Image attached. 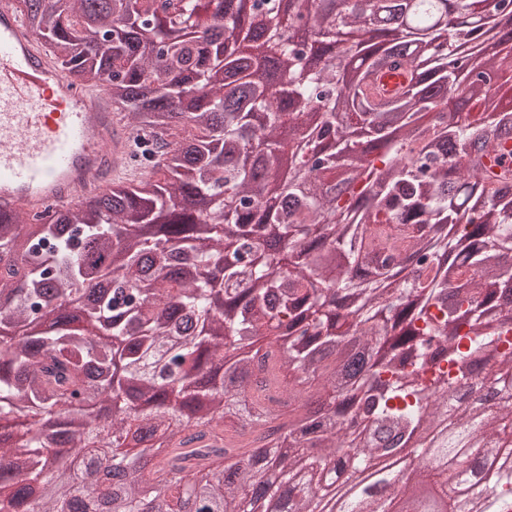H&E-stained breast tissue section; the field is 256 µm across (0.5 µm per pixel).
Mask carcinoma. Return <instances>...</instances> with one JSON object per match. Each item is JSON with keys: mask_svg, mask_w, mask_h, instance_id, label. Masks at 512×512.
Here are the masks:
<instances>
[{"mask_svg": "<svg viewBox=\"0 0 512 512\" xmlns=\"http://www.w3.org/2000/svg\"><path fill=\"white\" fill-rule=\"evenodd\" d=\"M14 2L144 148L0 219V512H512V0Z\"/></svg>", "mask_w": 512, "mask_h": 512, "instance_id": "carcinoma-1", "label": "carcinoma"}]
</instances>
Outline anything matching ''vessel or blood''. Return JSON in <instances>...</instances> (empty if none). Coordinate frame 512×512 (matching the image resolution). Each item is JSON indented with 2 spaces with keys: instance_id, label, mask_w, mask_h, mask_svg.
Listing matches in <instances>:
<instances>
[{
  "instance_id": "b4317fda",
  "label": "vessel or blood",
  "mask_w": 512,
  "mask_h": 512,
  "mask_svg": "<svg viewBox=\"0 0 512 512\" xmlns=\"http://www.w3.org/2000/svg\"><path fill=\"white\" fill-rule=\"evenodd\" d=\"M133 133L78 86L0 0V218L63 211L124 172Z\"/></svg>"
}]
</instances>
